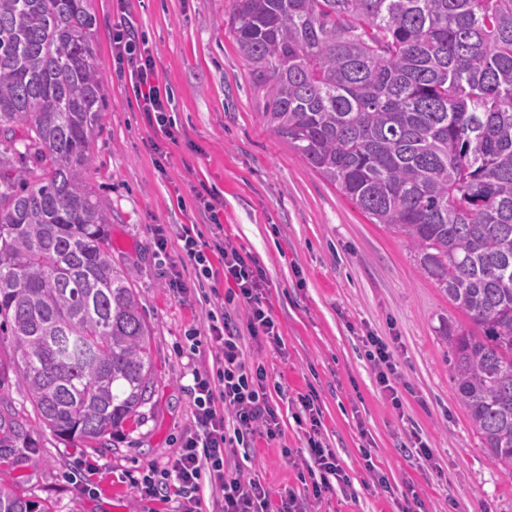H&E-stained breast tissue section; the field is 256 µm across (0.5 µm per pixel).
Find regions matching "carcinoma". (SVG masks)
Instances as JSON below:
<instances>
[{"mask_svg":"<svg viewBox=\"0 0 512 512\" xmlns=\"http://www.w3.org/2000/svg\"><path fill=\"white\" fill-rule=\"evenodd\" d=\"M88 2L0 0V326L45 427L105 445L153 377L133 273L81 178L105 106ZM233 36L267 125L470 322L442 330L455 386L512 477V0H235ZM0 512L46 509L1 490Z\"/></svg>","mask_w":512,"mask_h":512,"instance_id":"carcinoma-1","label":"carcinoma"}]
</instances>
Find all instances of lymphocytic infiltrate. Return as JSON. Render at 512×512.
I'll list each match as a JSON object with an SVG mask.
<instances>
[{
  "mask_svg": "<svg viewBox=\"0 0 512 512\" xmlns=\"http://www.w3.org/2000/svg\"><path fill=\"white\" fill-rule=\"evenodd\" d=\"M112 51L119 63L125 64L141 111L153 115L156 131L165 138L174 133L165 115L168 105L155 81L153 58L142 50L133 26L118 29ZM180 268L172 269L169 288L186 293L182 267H192L197 278L224 280L235 288L238 303L247 310V330L258 346L280 347L279 327L268 305L266 275L252 256L234 247H218L220 264L211 256L190 229L177 237ZM231 319L211 320L207 339L217 351L216 375L194 372L191 393L194 424L183 439L181 449L168 468L153 472L138 481L141 495L165 498L176 495L180 512H200L203 485L218 489L224 500V512H303L295 493L282 496L273 505L271 495L259 479L243 474L227 473L226 460L239 451L251 450L256 437L275 441L281 435L278 408L270 399L267 372L262 365L246 360L242 338ZM365 354L372 362L376 381L388 392L394 409L402 401L393 383L398 377L394 355L388 342L376 334L364 338ZM305 418L310 424L308 447L313 461L309 470L314 497H322L333 485L346 486L349 475L340 465L335 452L321 439L319 412L313 399L302 397Z\"/></svg>",
  "mask_w": 512,
  "mask_h": 512,
  "instance_id": "obj_1",
  "label": "lymphocytic infiltrate"
}]
</instances>
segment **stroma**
Instances as JSON below:
<instances>
[{"label":"stroma","instance_id":"35a3bbf8","mask_svg":"<svg viewBox=\"0 0 512 512\" xmlns=\"http://www.w3.org/2000/svg\"><path fill=\"white\" fill-rule=\"evenodd\" d=\"M104 66L105 107L89 139L83 181L107 205L115 261L133 272L141 313L152 331V396L137 426L118 429L107 447L46 429L22 383L12 336L0 331V489L49 512H175L176 501L142 496L137 479L176 457L193 412L192 370H212L214 350L190 355L187 337L204 331L208 305L166 284L178 261L159 252L157 232L182 225L200 239L243 249L263 268L280 348L243 350L263 364L280 408L283 436L257 441L227 472L259 478L272 499L294 492L306 512H401L416 494L418 512H512V478L489 459L473 431L448 362L445 322L465 316L420 270L404 236L372 223L339 188L310 170L261 117L264 93L233 38V0H89ZM132 24L170 93L177 142L155 141L128 77L118 72L112 37ZM220 203L211 224L200 198ZM393 339L403 409L376 383L362 338ZM321 410V435L351 479L322 498L312 494L300 396ZM431 460L407 448L410 432ZM383 471L377 489L366 461Z\"/></svg>","mask_w":512,"mask_h":512}]
</instances>
